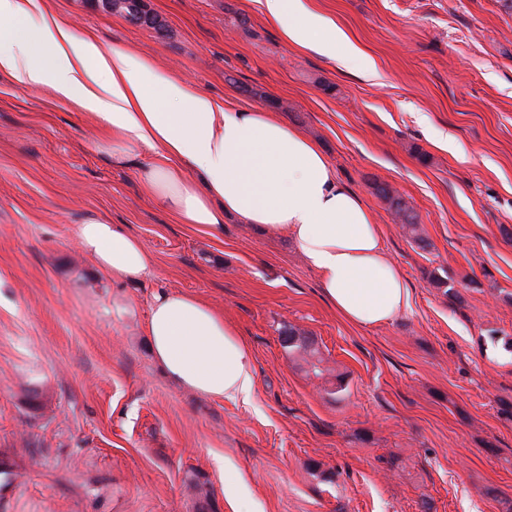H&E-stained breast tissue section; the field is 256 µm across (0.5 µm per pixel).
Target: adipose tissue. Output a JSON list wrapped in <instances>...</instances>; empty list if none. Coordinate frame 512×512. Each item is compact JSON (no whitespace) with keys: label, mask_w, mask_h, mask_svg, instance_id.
<instances>
[{"label":"adipose tissue","mask_w":512,"mask_h":512,"mask_svg":"<svg viewBox=\"0 0 512 512\" xmlns=\"http://www.w3.org/2000/svg\"><path fill=\"white\" fill-rule=\"evenodd\" d=\"M287 43L347 69L375 75L367 55L305 0H258ZM39 20V29L28 23ZM0 75L49 93L97 124V152L126 166L133 153L145 195L182 224L221 230L233 217L288 235L319 279L323 298L352 325L380 327L411 303L409 281L388 258L371 209L337 177L320 146L276 113L217 99L160 72L127 48L76 34L47 0H0ZM77 247L113 280L149 275L145 244L107 218L73 229ZM154 358L201 395L250 402L255 364L249 343L200 297L165 292L146 322Z\"/></svg>","instance_id":"ef3b65f1"}]
</instances>
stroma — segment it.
Returning <instances> with one entry per match:
<instances>
[{"instance_id": "1", "label": "stroma", "mask_w": 512, "mask_h": 512, "mask_svg": "<svg viewBox=\"0 0 512 512\" xmlns=\"http://www.w3.org/2000/svg\"><path fill=\"white\" fill-rule=\"evenodd\" d=\"M48 2L76 34L304 131L413 292L392 323L349 324L287 237L176 223L136 167L94 152L91 120L0 75V512H232L227 461L255 512H512V10L307 0L373 61L364 79L286 44L257 0H144L154 27L99 0ZM99 216L143 241L151 275L119 283L81 254L72 229ZM169 291L247 337L251 403L199 396L155 361L146 320ZM291 326L326 378L289 356ZM376 191L381 198L390 204V208L393 210L395 217L405 226L418 246L422 249L425 248L426 241L418 233L417 216L407 205L405 200L398 195H394L388 185H377Z\"/></svg>"}]
</instances>
